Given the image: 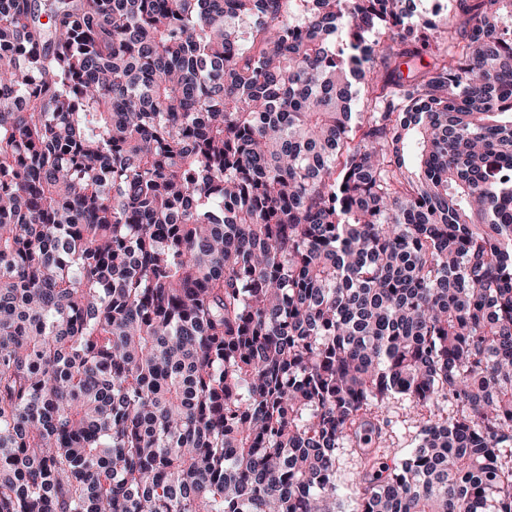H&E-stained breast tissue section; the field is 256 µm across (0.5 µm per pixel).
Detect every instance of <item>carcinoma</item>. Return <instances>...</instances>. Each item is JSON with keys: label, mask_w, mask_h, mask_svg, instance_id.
Segmentation results:
<instances>
[{"label": "carcinoma", "mask_w": 512, "mask_h": 512, "mask_svg": "<svg viewBox=\"0 0 512 512\" xmlns=\"http://www.w3.org/2000/svg\"><path fill=\"white\" fill-rule=\"evenodd\" d=\"M407 2L0 0V512H512V0ZM415 410L410 404L401 399H395L390 405L389 412L386 413L392 420L389 432L387 434V446L390 456L395 453L402 455L407 450L417 445V430L413 422ZM338 458L342 481L345 483V487L348 485L347 491L350 492L352 481L362 470L360 459L348 442H345L343 448L338 450Z\"/></svg>", "instance_id": "1"}]
</instances>
